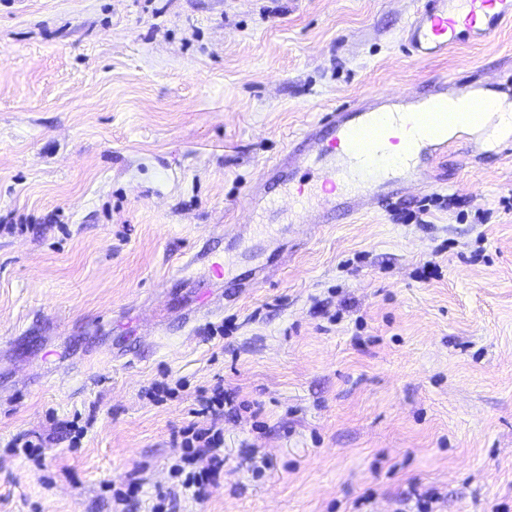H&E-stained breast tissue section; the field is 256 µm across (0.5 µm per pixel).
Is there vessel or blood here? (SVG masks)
Wrapping results in <instances>:
<instances>
[{"mask_svg":"<svg viewBox=\"0 0 512 512\" xmlns=\"http://www.w3.org/2000/svg\"><path fill=\"white\" fill-rule=\"evenodd\" d=\"M508 22L512 0H418L403 31L404 46L415 59H434L469 42L494 40ZM447 101L444 82L425 99L370 94L308 125L289 152L288 165L318 178L321 193L308 205L310 223L362 213L412 186L437 188L435 165L448 149L449 115L433 107ZM409 111L423 113L435 129L405 162L385 167L382 144L389 128L400 126L401 115Z\"/></svg>","mask_w":512,"mask_h":512,"instance_id":"vessel-or-blood-1","label":"vessel or blood"}]
</instances>
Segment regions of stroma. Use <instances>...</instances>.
<instances>
[{
    "label": "stroma",
    "instance_id": "stroma-1",
    "mask_svg": "<svg viewBox=\"0 0 512 512\" xmlns=\"http://www.w3.org/2000/svg\"><path fill=\"white\" fill-rule=\"evenodd\" d=\"M413 9L0 0V512H115L135 479L125 512H152L218 385L224 480L177 512H400L413 485L439 512H512V152L457 136L443 187L312 233L291 172H264L368 92L512 99V24L419 61ZM204 247L224 276L178 278ZM258 266L270 286L247 287ZM207 291L223 310L183 327Z\"/></svg>",
    "mask_w": 512,
    "mask_h": 512
}]
</instances>
